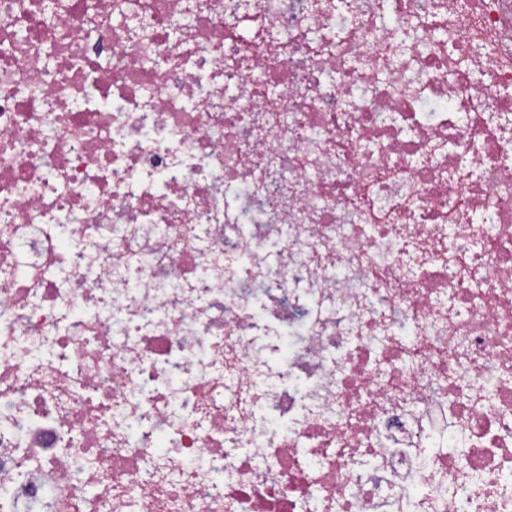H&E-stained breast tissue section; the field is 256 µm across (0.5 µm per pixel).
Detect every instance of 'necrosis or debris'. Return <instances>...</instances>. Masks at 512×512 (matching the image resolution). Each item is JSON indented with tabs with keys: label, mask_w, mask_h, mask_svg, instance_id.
Segmentation results:
<instances>
[{
	"label": "necrosis or debris",
	"mask_w": 512,
	"mask_h": 512,
	"mask_svg": "<svg viewBox=\"0 0 512 512\" xmlns=\"http://www.w3.org/2000/svg\"><path fill=\"white\" fill-rule=\"evenodd\" d=\"M0 512H512V0H0Z\"/></svg>",
	"instance_id": "1"
}]
</instances>
